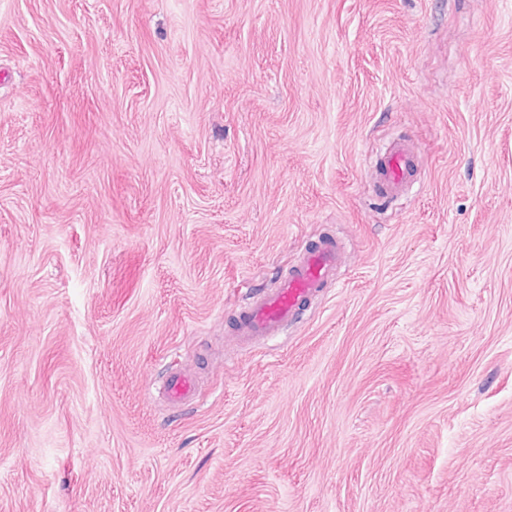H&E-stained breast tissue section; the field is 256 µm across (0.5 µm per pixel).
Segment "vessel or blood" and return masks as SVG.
I'll return each instance as SVG.
<instances>
[{
  "label": "vessel or blood",
  "mask_w": 512,
  "mask_h": 512,
  "mask_svg": "<svg viewBox=\"0 0 512 512\" xmlns=\"http://www.w3.org/2000/svg\"><path fill=\"white\" fill-rule=\"evenodd\" d=\"M418 166L416 147L407 140L392 142L375 167L373 182L377 196L403 194ZM343 246L338 238L325 237L313 249L299 255L296 263L272 291L252 296L237 319L232 334L241 343H256L280 333L294 322L301 309L336 279L343 266ZM167 401L175 406L190 402L196 394L193 378L183 372L170 373L164 381Z\"/></svg>",
  "instance_id": "1"
}]
</instances>
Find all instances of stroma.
Segmentation results:
<instances>
[{
  "label": "stroma",
  "instance_id": "stroma-1",
  "mask_svg": "<svg viewBox=\"0 0 512 512\" xmlns=\"http://www.w3.org/2000/svg\"><path fill=\"white\" fill-rule=\"evenodd\" d=\"M0 512H512V0H0ZM418 166V152L408 140L392 142L375 167L373 182L377 196L393 198L403 194L414 180ZM343 252L338 238L324 237L313 249L300 254L276 288L249 299L232 336L240 343L250 344L280 335L303 307L333 284L336 272L343 267ZM164 394L167 401L174 405L190 402L196 394L193 378L183 372H172L164 381Z\"/></svg>",
  "mask_w": 512,
  "mask_h": 512
}]
</instances>
